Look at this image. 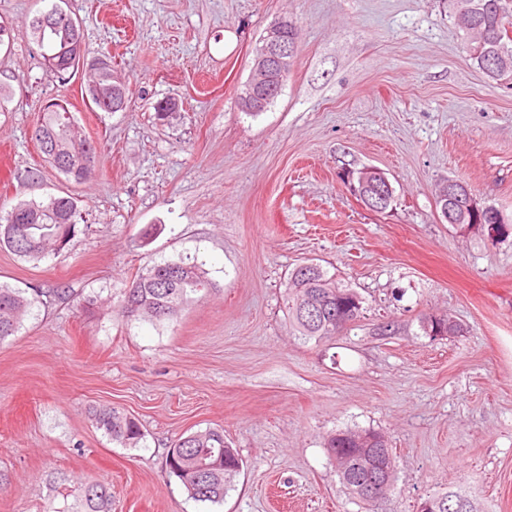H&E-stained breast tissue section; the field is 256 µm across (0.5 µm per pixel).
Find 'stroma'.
<instances>
[{
    "label": "stroma",
    "mask_w": 512,
    "mask_h": 512,
    "mask_svg": "<svg viewBox=\"0 0 512 512\" xmlns=\"http://www.w3.org/2000/svg\"><path fill=\"white\" fill-rule=\"evenodd\" d=\"M51 4L0 0V206L70 193L84 225L38 262L0 247V283L42 300L0 342V512L63 507L57 479L109 483L112 512H417L445 488L512 512V235L460 231L436 208L454 179L512 220V86L478 68L445 0H73L87 48L110 53L128 89L125 112L90 107L84 76L36 53L29 20ZM284 17L298 29L288 80L247 115L255 44ZM166 98L180 111L161 123ZM51 99L99 150L85 183L38 155ZM364 166L395 190L385 211L341 180ZM189 258L209 285L177 321L116 317L139 269ZM305 260L362 298L355 327L326 343L299 341L286 315ZM424 314L460 330L427 336ZM95 405L136 416L140 445L98 431ZM209 426L244 462L214 505L165 467L179 437ZM347 428L394 452L395 485L370 510L324 448Z\"/></svg>",
    "instance_id": "obj_1"
}]
</instances>
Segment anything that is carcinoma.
Wrapping results in <instances>:
<instances>
[{
  "instance_id": "1",
  "label": "carcinoma",
  "mask_w": 512,
  "mask_h": 512,
  "mask_svg": "<svg viewBox=\"0 0 512 512\" xmlns=\"http://www.w3.org/2000/svg\"><path fill=\"white\" fill-rule=\"evenodd\" d=\"M459 27L466 33L467 49L478 66H487L485 49L499 53L512 61V37L507 35L509 23L504 0H456ZM33 42L45 64L57 74L74 73L79 66L90 63L86 57L82 22L75 18L66 28L30 26ZM103 66L89 67V82L114 83L112 61L106 57ZM77 124L73 113H66L51 105L42 109L38 126L50 137L48 146L56 153L47 152L37 145L43 160L64 174L67 180L80 183L72 168L58 165L57 158L74 159L82 152V143L72 139L68 128ZM81 218L77 199L70 196L49 195L43 200H20L6 214H0V246L6 247L25 260H41L54 252V245L62 240L70 243L77 233ZM207 278L202 265L184 261L156 262L138 272L131 286L123 289L116 314L125 321L147 319L156 323L176 320L184 305L206 290ZM317 302L325 312L332 313L353 305L350 324L360 318L361 297L352 288L336 286V275L318 267L315 281L300 277L294 267L286 284V313L296 335L305 343L327 342L347 330L336 327L328 317L313 323L304 315L308 300ZM41 303L40 295L19 288L0 285V340L14 335L23 319ZM91 421L110 440L123 447L135 448L144 439L140 421L114 406H98L91 411ZM370 435V430H345L331 434L326 440V451L336 465L343 487L357 501L372 505L363 493L364 486L377 475L388 471L394 474L393 454L382 448H363L357 439ZM182 449L177 470L169 471L184 486L190 498L197 502L219 504L231 489L234 479L243 467L236 449L224 440V430L208 428L193 432L175 442ZM466 502L463 512H479L474 501L459 491L435 492L425 501L432 512H448L440 507L448 498ZM65 512H112V489L107 483H94L84 487L83 494Z\"/></svg>"
}]
</instances>
